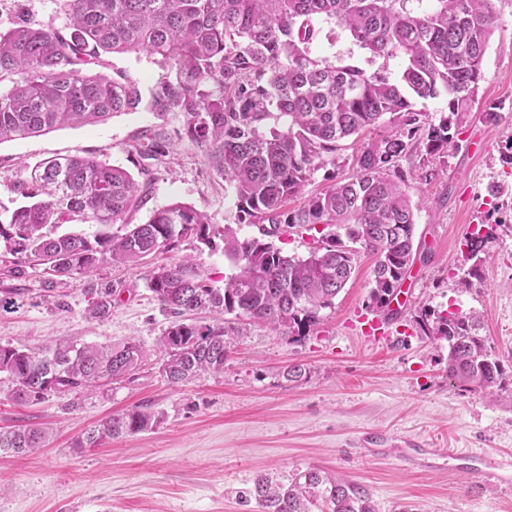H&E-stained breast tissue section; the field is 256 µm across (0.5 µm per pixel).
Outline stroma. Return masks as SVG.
<instances>
[{
	"mask_svg": "<svg viewBox=\"0 0 512 512\" xmlns=\"http://www.w3.org/2000/svg\"><path fill=\"white\" fill-rule=\"evenodd\" d=\"M20 7L56 29L68 22L64 0H0V32ZM496 9L479 109L463 125V148L443 163L412 158L416 240L429 259L412 267L406 305L388 341L361 338L351 326L354 313L366 309L375 261L362 252L334 306L304 339L240 324L223 373L173 386L160 374L155 348L172 317L143 271L105 263L51 289L42 267L0 252V298L11 301L0 312L1 345L135 337L148 351L133 379L89 395L72 413L54 397L16 404L9 379H0V431L18 424L49 431L44 448L0 456V512H263L256 500L241 498L258 474L283 481L311 467L367 488L377 512H512V483L487 480L461 459L512 455V381L496 396L462 390L448 377L447 341L427 338L415 325L425 309L479 314L488 347L512 378V163L503 159L512 138V0H497ZM105 72L147 92L162 70L149 55L131 53L110 56ZM486 107L499 113L497 123L485 121ZM160 123L174 128L181 118H160L142 106L102 124L0 144V220L21 202L15 183L44 159L94 156L138 174L130 146L142 129ZM150 178L152 198L132 223L180 201L205 212L215 232L229 226L254 234V227L238 224L232 191L191 143L178 144ZM478 211L488 236L483 279L463 288L470 268L464 238ZM186 257L216 288L236 272L223 245L209 248L192 238L157 260ZM107 285L114 290L112 313L100 322L88 309ZM297 362L309 370L298 383L284 375ZM135 406L153 412L156 426L96 448H73L74 437L99 419Z\"/></svg>",
	"mask_w": 512,
	"mask_h": 512,
	"instance_id": "35a3bbf8",
	"label": "stroma"
}]
</instances>
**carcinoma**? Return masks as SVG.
<instances>
[{"instance_id":"1","label":"carcinoma","mask_w":512,"mask_h":512,"mask_svg":"<svg viewBox=\"0 0 512 512\" xmlns=\"http://www.w3.org/2000/svg\"><path fill=\"white\" fill-rule=\"evenodd\" d=\"M65 0L68 23L55 29L18 10L0 33V142L24 139L60 125H94L133 112L143 102L139 85L96 71L102 55L145 52L164 73L148 100L159 117L182 118L172 131L159 127L136 138L131 152L142 174L168 157L177 143L199 148L209 167L232 188L237 221L257 227L240 238L224 229V256L238 272L215 288L188 260L156 264L160 252L187 237L212 248V224L186 203L151 212L147 222L127 216L150 200V182H137L120 166L90 156L41 162L15 191L26 203L0 224V247L43 266L49 284L88 274L104 262L146 268L147 288L172 321L156 347L160 372L173 385L224 372V315L268 326L299 340L321 321L350 279L357 254L375 256L368 308L389 313L416 260V213L409 178L400 162L417 150L443 159L459 149V135L477 105L490 46L495 0ZM349 33L373 71L346 59L313 55L320 23ZM400 57L401 70L385 61ZM448 97V114L435 122L413 100ZM396 131L360 142L353 173L339 179L342 143L375 129L384 116ZM330 183L290 206L321 169ZM80 217L104 227L91 236H50ZM119 224L121 230L109 232ZM294 229L313 241L308 255H289L272 241ZM486 237L467 241L468 288L482 266ZM112 311V290L99 292L88 310L98 321ZM191 311L222 315L212 324L187 323ZM427 337L448 341V377L468 391L504 389L500 362L468 313L425 311L416 320ZM147 356L136 338L117 344L70 340L19 348L0 345V374L10 397L37 405L68 397L79 410L84 397L138 374ZM156 417L138 407L112 414L86 429L73 448L103 443L153 428ZM48 432L30 424L0 431V455L25 454L44 445ZM264 512H375L362 486L311 467L272 483L258 475L250 491Z\"/></svg>"}]
</instances>
